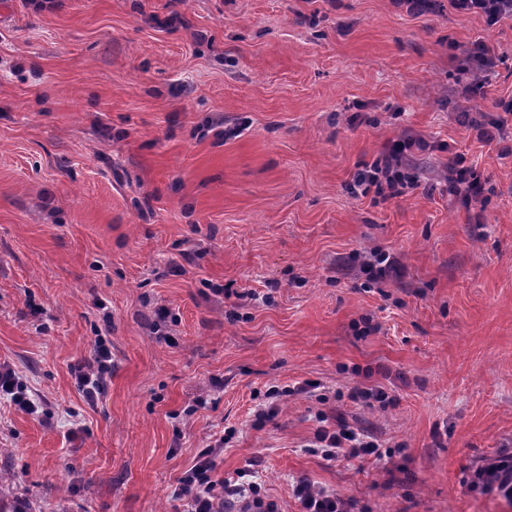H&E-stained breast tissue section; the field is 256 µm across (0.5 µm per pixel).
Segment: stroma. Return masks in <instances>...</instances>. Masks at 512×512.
Masks as SVG:
<instances>
[{
    "instance_id": "obj_1",
    "label": "stroma",
    "mask_w": 512,
    "mask_h": 512,
    "mask_svg": "<svg viewBox=\"0 0 512 512\" xmlns=\"http://www.w3.org/2000/svg\"><path fill=\"white\" fill-rule=\"evenodd\" d=\"M439 3L0 0V362L50 416L0 404V512H180L229 427L215 477L252 473L283 512L300 476L350 512H512L465 489L512 451V129L461 121L512 98V20ZM476 40L493 71L469 70ZM406 135L429 144L417 186L354 196ZM458 151L477 224L448 195ZM319 412L380 455L315 452ZM112 374V351L107 340L100 336L90 357L78 367L77 381L84 397L94 403L103 394Z\"/></svg>"
}]
</instances>
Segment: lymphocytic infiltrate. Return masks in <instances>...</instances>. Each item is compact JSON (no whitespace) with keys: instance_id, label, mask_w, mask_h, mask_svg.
Here are the masks:
<instances>
[{"instance_id":"f902f5d3","label":"lymphocytic infiltrate","mask_w":512,"mask_h":512,"mask_svg":"<svg viewBox=\"0 0 512 512\" xmlns=\"http://www.w3.org/2000/svg\"><path fill=\"white\" fill-rule=\"evenodd\" d=\"M424 140L406 136L394 141L376 160L354 173L351 188L362 194H374L380 200L401 195L415 179L408 162L416 150H426ZM448 193L462 207H471L482 193L479 172L465 153H455L448 169ZM112 374V351L105 338H98L90 357L78 369V385L88 401H97ZM314 448L327 459H353L361 453H378L380 445L371 437L345 428H318ZM223 440H215L203 449L195 464L178 480L173 496L181 501L183 512H223L226 503H235L240 512H281L269 498L261 483L240 477L215 478L214 459L223 449ZM469 489L499 496L512 502V455L501 454L483 460L472 472ZM294 493L303 512H348L347 504L335 491L315 486L307 478L294 482Z\"/></svg>"}]
</instances>
